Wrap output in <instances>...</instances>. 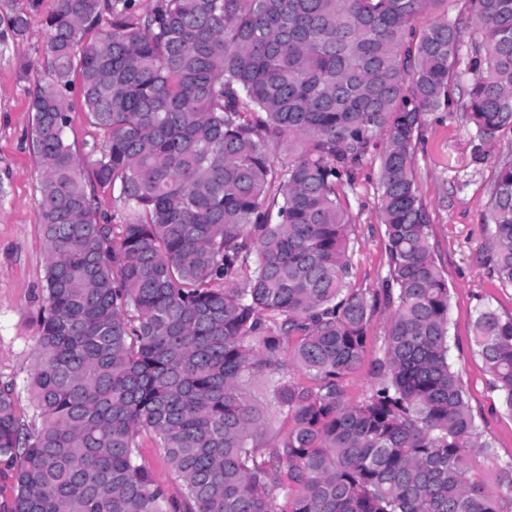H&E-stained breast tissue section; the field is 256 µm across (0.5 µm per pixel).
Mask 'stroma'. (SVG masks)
I'll list each match as a JSON object with an SVG mask.
<instances>
[{"label": "stroma", "mask_w": 512, "mask_h": 512, "mask_svg": "<svg viewBox=\"0 0 512 512\" xmlns=\"http://www.w3.org/2000/svg\"><path fill=\"white\" fill-rule=\"evenodd\" d=\"M45 33L34 26L13 37L0 24V379L25 385L35 364L38 316L45 275V242L39 224L40 172L31 143V93L44 83ZM471 42L463 40L450 75L447 110L426 114L413 166L418 192L431 213L432 257L450 292L449 360L460 373L468 404L488 449L467 459L468 475L496 501H512V488L499 467L512 460V412L494 391L474 343L473 323L480 308L512 315V287L502 284L486 262L492 221L488 202L499 161L512 155V131L479 141L464 119L470 83ZM68 143L90 164L91 149L102 139L80 103H73L66 129ZM379 147L338 192L355 226L353 287L380 288L387 273L384 227L378 201ZM386 319L369 327L363 362L345 383L347 402H360L375 379L372 364L380 354Z\"/></svg>", "instance_id": "1"}]
</instances>
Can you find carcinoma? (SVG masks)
<instances>
[{"label":"carcinoma","mask_w":512,"mask_h":512,"mask_svg":"<svg viewBox=\"0 0 512 512\" xmlns=\"http://www.w3.org/2000/svg\"><path fill=\"white\" fill-rule=\"evenodd\" d=\"M39 2L3 17L16 37L36 22L47 34L31 103L40 426L1 381L0 462L20 461L11 512H504L467 476L488 443L448 359V282L413 167L464 36L445 15L416 28L440 0H155L143 15L136 0H56L42 19ZM467 2L464 112L491 141L512 130V0ZM76 74L103 134L87 176L65 135ZM378 136L387 274L364 292L336 188ZM98 188L119 223L93 207ZM491 220L489 263L512 286V158ZM381 310L377 382L351 405L344 384ZM474 333L512 411V316L484 309ZM258 376L273 380L263 396ZM143 433L180 498L139 462Z\"/></svg>","instance_id":"obj_1"}]
</instances>
